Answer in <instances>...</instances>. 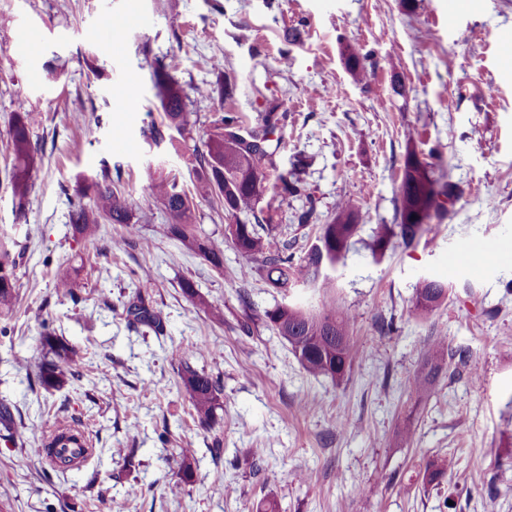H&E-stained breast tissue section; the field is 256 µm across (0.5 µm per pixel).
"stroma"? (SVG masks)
<instances>
[{
  "label": "stroma",
  "mask_w": 512,
  "mask_h": 512,
  "mask_svg": "<svg viewBox=\"0 0 512 512\" xmlns=\"http://www.w3.org/2000/svg\"><path fill=\"white\" fill-rule=\"evenodd\" d=\"M134 10L141 28L88 36ZM297 28L296 41L284 32ZM35 34L29 50L20 31ZM512 0H0V243L21 250L18 300L0 314V512H512ZM369 52L355 79L343 52ZM164 59L190 89L191 143L154 144L163 111L150 67ZM39 73L29 81L30 73ZM231 83L226 101L193 87ZM235 112L276 148L267 195L276 230L301 257L345 199L359 207V245L332 274L337 305L359 350L335 383L307 374L264 313L287 302L224 248L222 268L166 233L172 218L148 197L149 176H177L193 191L203 145L220 109ZM35 118L41 150L24 212L9 184L14 113ZM133 142L111 147L115 132ZM458 185L442 219L410 248L372 256L379 225L397 223L408 148ZM308 194L280 196L277 176L297 156ZM109 170L138 232L102 224L96 238L70 222L74 188ZM127 238L122 248L114 240ZM495 252L485 277L469 274V247ZM446 282L448 299L419 314L415 288ZM68 280L73 293L59 292ZM199 295L188 298L184 281ZM161 314L163 334L130 326L129 302ZM51 331L82 358L55 389L35 375L39 338ZM465 348L470 371L441 367L428 400L409 385L431 339ZM218 378L222 409L199 424L179 389L183 365ZM479 381H472L471 373ZM64 422L94 452L54 469L31 451L34 430ZM194 449L184 482L181 449ZM453 466L440 485L419 474ZM454 508H447V499Z\"/></svg>",
  "instance_id": "35a3bbf8"
}]
</instances>
